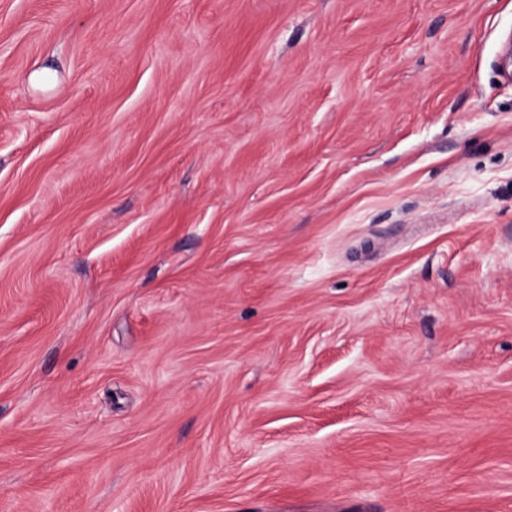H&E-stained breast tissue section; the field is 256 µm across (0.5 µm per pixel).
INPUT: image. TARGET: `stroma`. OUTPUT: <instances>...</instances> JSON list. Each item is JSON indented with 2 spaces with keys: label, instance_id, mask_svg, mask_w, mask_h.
Listing matches in <instances>:
<instances>
[{
  "label": "stroma",
  "instance_id": "1",
  "mask_svg": "<svg viewBox=\"0 0 512 512\" xmlns=\"http://www.w3.org/2000/svg\"><path fill=\"white\" fill-rule=\"evenodd\" d=\"M512 0H0V512H512Z\"/></svg>",
  "mask_w": 512,
  "mask_h": 512
}]
</instances>
